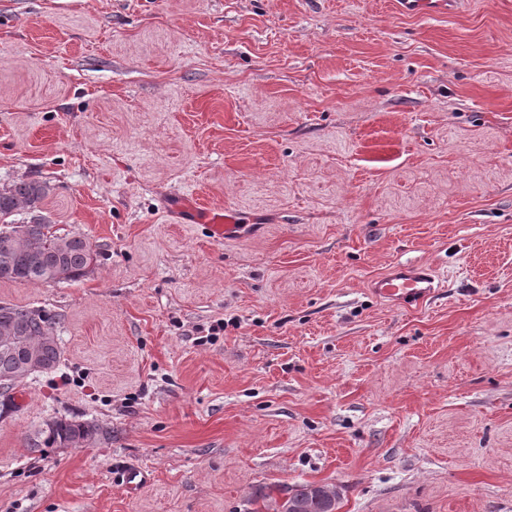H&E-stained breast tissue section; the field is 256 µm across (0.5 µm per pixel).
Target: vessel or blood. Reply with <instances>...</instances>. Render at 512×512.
Here are the masks:
<instances>
[{
    "label": "vessel or blood",
    "mask_w": 512,
    "mask_h": 512,
    "mask_svg": "<svg viewBox=\"0 0 512 512\" xmlns=\"http://www.w3.org/2000/svg\"><path fill=\"white\" fill-rule=\"evenodd\" d=\"M171 214L184 224L207 225L216 239L237 236L238 215L231 210H205L180 199L169 203ZM370 286L379 297L401 306H410L431 298L440 286L436 272L420 263H401L388 273L371 281Z\"/></svg>",
    "instance_id": "vessel-or-blood-1"
}]
</instances>
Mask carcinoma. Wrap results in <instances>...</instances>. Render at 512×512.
<instances>
[{
  "label": "carcinoma",
  "instance_id": "carcinoma-1",
  "mask_svg": "<svg viewBox=\"0 0 512 512\" xmlns=\"http://www.w3.org/2000/svg\"><path fill=\"white\" fill-rule=\"evenodd\" d=\"M49 186L41 181H20L0 191V280L31 284H57L83 276L95 262L96 254L81 235L56 234L49 222L35 216L25 224L26 241L4 251L1 242L12 229L11 217L23 210L34 212L47 196ZM17 339L11 351L0 347V374L18 372L30 353H35L42 368L50 371L61 361V349L53 336L52 317L23 306L0 305V337ZM99 429L76 420L57 419L38 430L33 446L53 447L89 443ZM313 485L292 490L294 512H332L322 494L312 493Z\"/></svg>",
  "mask_w": 512,
  "mask_h": 512
}]
</instances>
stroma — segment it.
Masks as SVG:
<instances>
[{
  "label": "stroma",
  "instance_id": "35a3bbf8",
  "mask_svg": "<svg viewBox=\"0 0 512 512\" xmlns=\"http://www.w3.org/2000/svg\"><path fill=\"white\" fill-rule=\"evenodd\" d=\"M30 180L97 258L0 281L62 351L0 390V512H512V0H0ZM407 261L415 309L368 286ZM57 418L99 435L33 447ZM168 208L182 224H207L210 234L218 240L234 237L239 233V218L234 211L205 210L181 198L168 203ZM379 297L401 306H411L431 298L440 288L436 272L420 263H401L371 281ZM295 487L299 488L289 491L293 493L289 502L296 505L292 512H333L330 501L323 493L313 494L311 491L313 487L326 489L327 486L303 484Z\"/></svg>",
  "mask_w": 512,
  "mask_h": 512
}]
</instances>
